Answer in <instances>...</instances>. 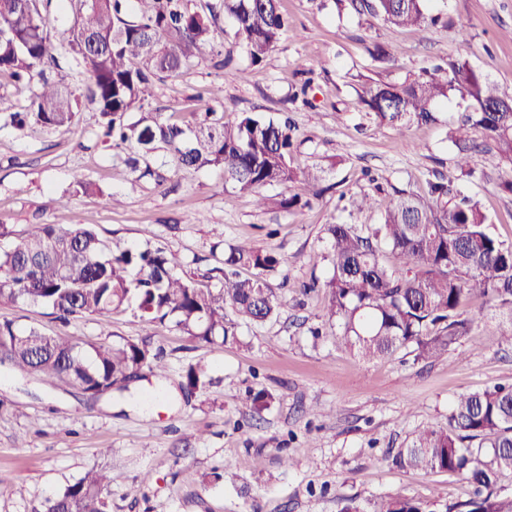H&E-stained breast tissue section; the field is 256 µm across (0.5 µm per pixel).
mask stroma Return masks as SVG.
Masks as SVG:
<instances>
[{
    "mask_svg": "<svg viewBox=\"0 0 512 512\" xmlns=\"http://www.w3.org/2000/svg\"><path fill=\"white\" fill-rule=\"evenodd\" d=\"M282 8L293 24L262 64H250L235 26L220 19V42L157 82L145 109L191 126L203 110L199 94L220 85L225 119L289 113L300 141L292 166L322 164L331 185L298 214L257 209L252 195L225 185L221 169L180 170L160 150L151 164L162 182L137 179L124 152L101 143V118L87 104L68 130L16 129L7 114L39 84L0 77V224L12 236L34 224H89L113 247L178 253L184 272L210 288L218 284L208 275L218 255L247 240L284 258L270 283L288 302L278 318L241 325L237 341L224 344L194 340L169 319L147 324L124 313L63 323L40 304L0 307V323L19 330L96 346L146 342L163 354L170 385L191 364L212 379L185 396L162 392L148 376L93 403L0 365V512H31L95 465L117 477L111 512H338L349 500L363 507L397 493L446 512L468 498L461 476L403 468L391 454L419 429L447 426L459 394L512 386V342L500 336L492 311L464 305L472 332L438 360L418 362L404 349L366 362L340 337L315 336L324 325L323 291L312 283L329 268L325 225L378 223V208L357 210L359 197L373 193L385 205L397 191L419 190L432 170L456 171L448 118L460 105L439 106L429 125L379 124L359 97L378 72L368 47L391 50L392 81L462 57L512 94V0H446L449 26L429 31L341 14L333 0H282ZM473 167L458 189L487 211L491 232L512 243V195L499 189L512 170L480 158ZM78 177L99 193L77 191ZM262 390L274 400L256 414L251 396ZM227 462L234 479L211 481L212 469Z\"/></svg>",
    "mask_w": 512,
    "mask_h": 512,
    "instance_id": "stroma-1",
    "label": "stroma"
}]
</instances>
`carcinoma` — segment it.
<instances>
[{"instance_id": "1", "label": "carcinoma", "mask_w": 512, "mask_h": 512, "mask_svg": "<svg viewBox=\"0 0 512 512\" xmlns=\"http://www.w3.org/2000/svg\"><path fill=\"white\" fill-rule=\"evenodd\" d=\"M79 7L64 53L88 77L84 96L50 80L58 66L47 34L51 0L27 5L0 0V75L16 82L40 79L39 90L20 112L9 115L22 128L33 122L48 132L69 128L82 101L96 107L103 137L130 158L137 178H159L149 157L163 149L180 169L208 166L224 170V182L254 196L257 208L300 212L321 193L325 168L291 166L294 128L286 119L244 112L233 122L204 101V119L184 128L160 112H143L156 80L195 63L217 35L220 15L232 19L253 64L275 48L288 17L279 0H216L202 10L189 0H93ZM338 11L368 14L396 27L427 29L448 23L447 14L429 12L427 0H336ZM466 103L451 131L456 164L473 172L478 154L512 167V96L502 93L481 71L462 59L442 60L400 81H371L360 99L376 120L393 127L436 121L435 107L454 98ZM477 129L482 141L470 130ZM308 194H265L269 186L297 180ZM478 202L464 196L446 175L434 171L418 192L398 191L381 210L378 224H327L330 272L324 280L325 318L365 361L412 349L415 359L434 361L470 335L473 320L461 317L467 302L498 310L500 335L512 341V244L489 229ZM275 251L240 242L224 250L218 288H200L182 276L177 253L162 247L111 248L90 225L41 224L0 251V306L41 302L59 319L131 312L143 322L175 320L186 335L215 343L237 340L240 323L263 324L286 306L269 285L283 266ZM36 374L54 388L78 390L90 398L127 390L146 368L165 377L167 366L144 342L84 348L60 336L0 324V364ZM182 388L198 391L209 383L200 365L189 366ZM396 464L462 476L469 498L448 512H512V491L500 486L512 475V387L493 386L459 395L448 426L420 430L393 457ZM112 471L92 467L34 512H110ZM339 512H427L416 500L387 495L365 508L346 504Z\"/></svg>"}]
</instances>
